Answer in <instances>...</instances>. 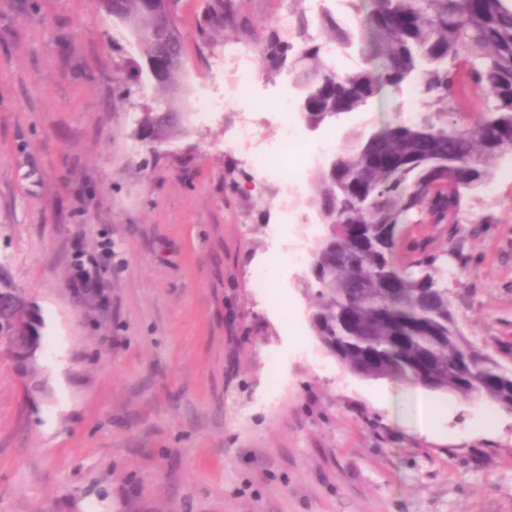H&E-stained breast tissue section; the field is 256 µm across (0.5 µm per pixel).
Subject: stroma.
Instances as JSON below:
<instances>
[{"mask_svg":"<svg viewBox=\"0 0 512 512\" xmlns=\"http://www.w3.org/2000/svg\"><path fill=\"white\" fill-rule=\"evenodd\" d=\"M234 4L204 42L202 0H181L188 121L155 153L151 91L123 95L140 60L123 26L91 0H0V280L44 323L34 381L0 355V512H512V414L352 374L314 334L307 266L254 287L272 198L313 191L327 157L268 186L223 113L201 110L241 43L255 80L238 111L298 112L258 44L283 13L353 19L344 0ZM418 110L379 99L311 139L339 151L348 129ZM397 233L443 253L463 333L511 370L512 155L459 223ZM423 400L443 407L425 423Z\"/></svg>","mask_w":512,"mask_h":512,"instance_id":"obj_1","label":"stroma"}]
</instances>
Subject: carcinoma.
Segmentation results:
<instances>
[{
  "instance_id": "cac0c4a2",
  "label": "carcinoma",
  "mask_w": 512,
  "mask_h": 512,
  "mask_svg": "<svg viewBox=\"0 0 512 512\" xmlns=\"http://www.w3.org/2000/svg\"><path fill=\"white\" fill-rule=\"evenodd\" d=\"M357 21L352 29L329 11L317 25L332 34L344 55L355 53L363 66L339 71L322 63L323 47L307 39L297 50L294 32L308 31L300 15L296 31H271L258 46L270 69L293 56L290 71L301 84L302 112L309 126L321 127L344 114L363 112L376 98L405 87L416 92L414 121L370 133L349 135L336 154L339 167L317 174L309 206L327 218L312 253L305 292L316 302L312 323L330 356L369 379L396 378L413 385L433 384L464 399L512 401V372L481 352L462 332L438 267L441 254L419 241L411 270L394 261L398 224H457L469 194L490 179V164L512 152V144L486 146L483 125L512 130V0H486L475 11L471 0H345ZM96 10L132 28L153 11L152 0H93ZM205 19L224 27L233 0H205ZM180 69L156 80L138 66L131 86L153 88L170 113ZM486 92L473 122L460 118L466 94L461 80ZM141 124L152 139L166 138L172 126L151 108ZM364 183L355 201L345 188ZM354 232L367 238L361 251L350 248Z\"/></svg>"
}]
</instances>
